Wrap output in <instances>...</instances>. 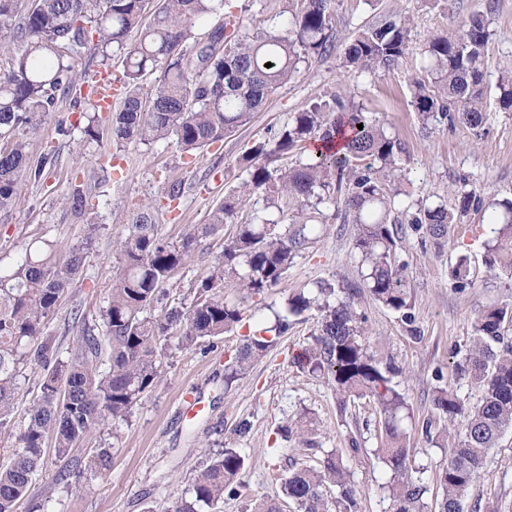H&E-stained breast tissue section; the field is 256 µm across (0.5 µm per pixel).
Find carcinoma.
<instances>
[{
	"mask_svg": "<svg viewBox=\"0 0 512 512\" xmlns=\"http://www.w3.org/2000/svg\"><path fill=\"white\" fill-rule=\"evenodd\" d=\"M284 2L282 25L249 27L229 0H37L22 13L18 0H0V30L12 33V45L0 47L1 54L9 55V71L0 76V210L16 199L22 180H42L48 158L30 161L25 132L54 111L60 96L81 94L90 78L83 60L91 51L105 58L114 50L125 55L118 78L122 102L108 118L112 142L119 146L172 139L191 153L247 124L299 72L300 64L336 53L334 0ZM220 11L224 23L200 35ZM412 28L406 14L363 26L343 44V67L352 73L394 69L410 51ZM133 31L139 39L129 47ZM489 42L488 24L477 15L426 40L421 49L425 65L409 78L411 104L423 132L455 118L472 129L482 126ZM268 62L272 67H265ZM158 68L161 75L145 98L143 78ZM496 89L499 104L512 107L511 61L499 69ZM98 108L82 111L88 141L101 137ZM294 151L307 156L285 169L273 166L279 156ZM400 151L395 133L339 95L294 113L272 140L257 142L243 154L249 180L224 196L207 223L188 225L180 241L159 235L155 204L132 213L126 235L116 242L120 266L101 324L82 327L64 347L44 334L42 325L83 269L84 251L103 228L92 217L89 195L82 185L74 186L65 205L85 220L80 243L63 257L49 243L28 246L13 269L0 271V428L13 421L19 366L40 368V394L26 409L8 462L0 464V512H13L16 501L28 494L47 444L66 460L105 418L127 420L164 377L163 340L175 336L185 348L202 347L232 331L243 320L244 303L277 286L332 220L355 225L352 251L361 289L412 323L407 265L396 253L397 225L411 224L421 245L439 247L483 199L472 189L458 192L452 209L441 202L409 200ZM488 207L493 228L484 244L485 264L512 276V200ZM226 224L236 229L224 237L192 303L154 316L152 307L167 282L201 241ZM228 275L240 288L234 300L223 294ZM450 275L460 291L472 285L467 256L457 258ZM356 294L322 280L288 298L267 328L274 336H245L224 379L230 383L245 374L298 317L316 310L313 345L297 357V364L327 374L342 410L356 399L373 400L381 416V446L372 452L393 471L385 486L388 512H424L426 487L421 469L410 467L403 426L408 404L392 383L396 367L369 351L367 317L354 307ZM456 369L481 397L469 407L447 388H434L433 409L444 424L429 418L422 431L431 442L454 438L438 476V512H463L462 502L488 456L502 433L512 429L511 306L483 309ZM278 433L317 452L316 429L310 424L296 430L282 426ZM245 467V457L224 449L199 471L190 496L172 512H200L226 495H238ZM330 487L336 490L332 498L326 493ZM280 490L297 512H358L351 475L335 453L324 454L315 466L293 469L280 478Z\"/></svg>",
	"mask_w": 512,
	"mask_h": 512,
	"instance_id": "obj_1",
	"label": "carcinoma"
}]
</instances>
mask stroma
<instances>
[{"label": "stroma", "mask_w": 512, "mask_h": 512, "mask_svg": "<svg viewBox=\"0 0 512 512\" xmlns=\"http://www.w3.org/2000/svg\"><path fill=\"white\" fill-rule=\"evenodd\" d=\"M396 13L409 14L414 21L412 50L398 69L348 74L339 57L312 60L248 124L191 155L182 153L172 140L119 147L106 135L100 142H85L80 112L73 109L71 98L59 99L54 112L25 134L32 160L49 157L52 165L46 167L40 183L23 184L14 203L0 212V269L5 271L30 243L49 241L61 255L78 244L82 225L66 209L63 197L77 177L94 194L102 230L87 253L82 275L48 317L46 331L69 340L83 325L98 322L120 264L114 243L125 235L133 211L156 203L161 234L179 241L187 225L205 223L225 192L247 179L241 157L248 148L270 139L293 113L335 94L347 95L398 134L403 146L400 162L411 170L412 197L452 206L455 189L464 186L486 197L512 199V110L500 107L492 95L479 131L457 123L425 134L408 85L411 74L423 64V41L478 15L487 19L492 33L484 72L487 86L495 87L503 62L512 59V0H337L336 38L345 42L362 26ZM63 119L70 124L66 134L59 130ZM105 154L115 155L120 172L102 187L98 181ZM172 181L182 184L180 197L173 201L165 197ZM354 231L350 224L328 225L315 247L296 258L280 284L248 302L242 326L217 339L213 349L181 348L169 341L161 384L133 408L127 421L104 420L74 452L81 459L93 448L111 447L109 467L96 471L80 466L67 482L59 483L55 477L63 462L53 448H46L43 471L15 512H172L175 503L187 497L196 474L227 448L246 458L243 488L213 512H252L257 500L278 496L282 473L309 460L297 442L276 440L277 428L308 421L315 425L319 446L341 454L359 491V512H386L383 487L392 472L372 453L380 445V417L374 403L360 399L340 408L327 378L301 370L296 362L312 344L317 311L307 312L246 374L232 384L224 382V368L243 335L251 328L273 325L275 313L283 310L291 295L321 280L343 287L358 283ZM489 235V217L481 211L469 212L438 248L422 247L418 233L402 225L397 256L406 263L410 278L412 323L402 321L368 293L354 299L357 311L368 319L371 353L398 368L393 383L409 404L404 426L410 462L425 470L423 501L429 512H434L440 497L437 475L449 453L447 445L430 443L422 433L424 421L432 415V388L438 383L468 405L478 402V388L455 371V354L469 346L480 309L512 303V279L488 272L483 263ZM222 236L203 240L192 260L177 271L166 286L164 306L191 302V290L220 252ZM462 254L470 260L473 285L460 291L450 268ZM438 370L443 377L437 382L433 374ZM189 397L203 406L197 416L183 411ZM355 437L365 438L367 452H352ZM479 507L512 512V431L503 435L464 500V512Z\"/></svg>", "instance_id": "stroma-1"}]
</instances>
